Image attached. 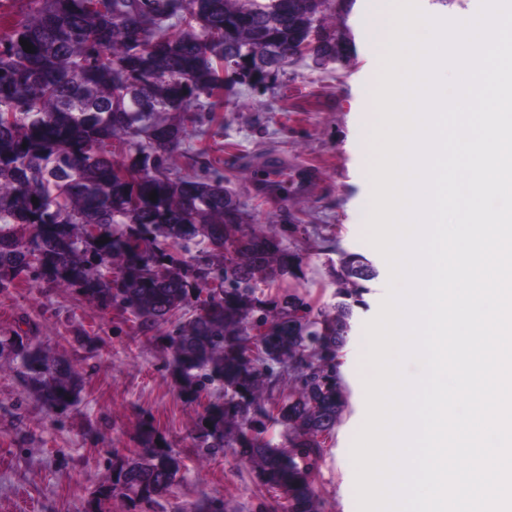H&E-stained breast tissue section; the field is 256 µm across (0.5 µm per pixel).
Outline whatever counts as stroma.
<instances>
[{
	"mask_svg": "<svg viewBox=\"0 0 512 512\" xmlns=\"http://www.w3.org/2000/svg\"><path fill=\"white\" fill-rule=\"evenodd\" d=\"M386 0H355L330 8L327 21L350 40L340 63L316 66L301 58L277 81L254 91L240 87L213 119L186 121L185 140L171 161L183 176L219 177L235 193L251 227L277 234L300 265L280 291L314 308L336 304L340 252L367 257L378 275L353 310L339 353L348 405L313 471L318 512H358L351 449L366 418L368 371L365 326L388 292L389 267L369 242L374 115L368 100L379 84V31ZM287 168L299 183L287 199H265L254 188L264 164ZM171 324L145 333L122 308H102L74 289L23 279L0 288V339L29 337L53 360L70 363L80 402L64 415L48 410L27 386L18 361L0 352V512H86L112 470L142 453L152 427L180 459L169 490L149 499L117 490L103 512H284L283 496L264 484L256 464L224 449L199 448L193 428L209 395L187 394L171 365Z\"/></svg>",
	"mask_w": 512,
	"mask_h": 512,
	"instance_id": "1",
	"label": "stroma"
}]
</instances>
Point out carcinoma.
<instances>
[{
    "instance_id": "cac0c4a2",
    "label": "carcinoma",
    "mask_w": 512,
    "mask_h": 512,
    "mask_svg": "<svg viewBox=\"0 0 512 512\" xmlns=\"http://www.w3.org/2000/svg\"><path fill=\"white\" fill-rule=\"evenodd\" d=\"M314 25L325 39L310 58L321 64L336 57L342 38L314 0H30L0 39V116L12 115L0 120V288L33 276L103 308L121 307L145 330L196 302L168 340L172 364L194 393L224 384V401L200 416L197 438L217 452L224 428L252 415L294 429L290 449L271 447L253 430L237 439L238 454L281 491L288 512H317L315 437L334 431L345 407L335 360L361 303V281L377 271L361 254L340 253L333 314L293 294L259 298V288L294 274L297 256L276 237L243 229L223 181L172 175L184 127L161 114L220 108L226 57L241 68V86L257 87L255 73L276 80ZM84 224L97 233L83 234ZM193 241L208 242L224 261L188 254ZM254 325L269 334L252 336ZM7 343L50 410L76 406L71 367L49 364L20 336L0 347ZM307 352L318 363L302 373L298 396L271 413L256 396L275 381L270 364L284 355L299 362ZM143 444L145 456L120 465L98 490L96 512L118 487L149 499L175 482L178 463L150 427Z\"/></svg>"
}]
</instances>
